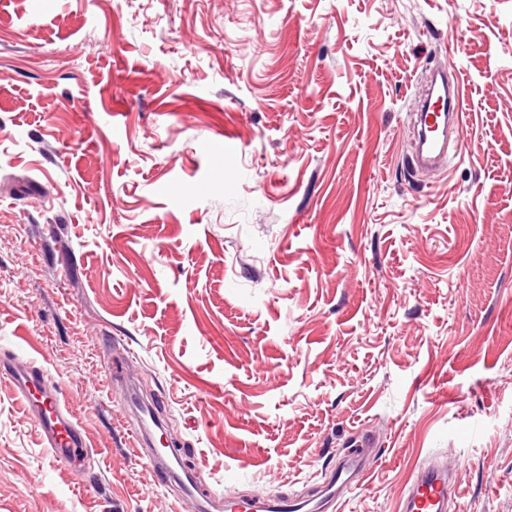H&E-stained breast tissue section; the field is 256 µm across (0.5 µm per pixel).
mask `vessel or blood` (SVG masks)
Returning a JSON list of instances; mask_svg holds the SVG:
<instances>
[{"label": "vessel or blood", "instance_id": "obj_1", "mask_svg": "<svg viewBox=\"0 0 512 512\" xmlns=\"http://www.w3.org/2000/svg\"><path fill=\"white\" fill-rule=\"evenodd\" d=\"M448 72V67L436 68L428 92L415 106L420 162L432 170L440 168L447 158L449 131L462 129L463 86L458 81L449 82ZM0 376L13 384L54 458L64 462L83 454L87 444L77 418L62 402L57 388L47 385L40 367L5 362L0 364ZM368 471L363 455L346 454L339 461L335 476L324 483L313 501L283 500L271 512H328ZM451 494L446 471L435 467L419 469L404 496L403 512H448Z\"/></svg>", "mask_w": 512, "mask_h": 512}]
</instances>
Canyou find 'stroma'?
I'll return each instance as SVG.
<instances>
[{
  "instance_id": "1",
  "label": "stroma",
  "mask_w": 512,
  "mask_h": 512,
  "mask_svg": "<svg viewBox=\"0 0 512 512\" xmlns=\"http://www.w3.org/2000/svg\"><path fill=\"white\" fill-rule=\"evenodd\" d=\"M445 62L430 173L409 110ZM4 357L89 448L56 460L0 377V512L305 497L363 440L341 512L426 466L449 512H512V0H0ZM132 385L194 494L155 485ZM451 63L436 68L435 80L415 106L420 129L417 130L418 154L421 164L431 170L440 168L447 158L448 130L461 137L464 92ZM448 72L453 86L448 85Z\"/></svg>"
}]
</instances>
